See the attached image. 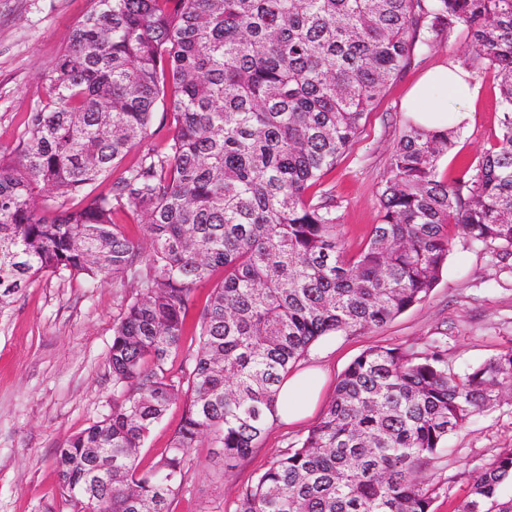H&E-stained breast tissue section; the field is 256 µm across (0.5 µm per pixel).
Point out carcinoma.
I'll list each match as a JSON object with an SVG mask.
<instances>
[{"label":"carcinoma","mask_w":512,"mask_h":512,"mask_svg":"<svg viewBox=\"0 0 512 512\" xmlns=\"http://www.w3.org/2000/svg\"><path fill=\"white\" fill-rule=\"evenodd\" d=\"M89 2L41 76L43 101L0 153V309L49 272L137 283L112 326V408L55 467L78 512H172L201 439L228 469L246 457L282 375L322 338L379 328L426 298L453 232L512 248V0ZM453 37L466 69L498 81L497 147L443 179L454 131L407 125L382 174L379 222L349 256L322 178L415 53ZM159 106L166 148L125 163ZM218 271L186 349L195 290ZM183 348L189 367L175 372ZM510 386L512 348L460 376L439 338L421 354L373 346L307 435L241 489L238 512H431L422 467ZM177 402L168 448L140 468ZM508 482L502 448L457 512H512ZM182 417L183 405L177 403L172 405L162 421L154 426L145 447L141 449L139 458L141 468H148L159 459L172 434L179 427Z\"/></svg>","instance_id":"obj_1"}]
</instances>
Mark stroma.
<instances>
[{"instance_id":"35a3bbf8","label":"stroma","mask_w":512,"mask_h":512,"mask_svg":"<svg viewBox=\"0 0 512 512\" xmlns=\"http://www.w3.org/2000/svg\"><path fill=\"white\" fill-rule=\"evenodd\" d=\"M87 7V0H0V151L15 145L39 101V76L65 47ZM462 60L455 40L420 54L391 81L360 139L324 176V189L339 203L336 231L347 253L358 252L379 221V182L409 119L407 93L426 70ZM474 80L470 118L439 165L446 179L491 149L499 135L496 81L488 72ZM120 308L119 291L111 283L93 286L81 278L46 274L0 311V512H74L59 492L55 455L110 410L108 354ZM433 336L446 337L448 365L460 375L512 348V250L456 237L425 300L373 331L317 342L300 364L325 372L319 398L324 405L366 349L421 351ZM182 417L177 403L154 426L141 450V467L159 459ZM317 421L313 415L294 426H269L258 448L230 469L217 461L209 443H201L173 512H237L241 488ZM503 448H512V400L475 415L451 434L445 456L423 471L424 482L437 490L433 512H455L468 492V475Z\"/></svg>"}]
</instances>
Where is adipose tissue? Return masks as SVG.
<instances>
[{
	"label": "adipose tissue",
	"mask_w": 512,
	"mask_h": 512,
	"mask_svg": "<svg viewBox=\"0 0 512 512\" xmlns=\"http://www.w3.org/2000/svg\"><path fill=\"white\" fill-rule=\"evenodd\" d=\"M476 94L468 71L450 64L429 70L412 88L408 107L416 124L434 131L445 130L449 123H463L466 110ZM321 383L316 371L292 370L285 374L278 390L274 421L293 424L315 410Z\"/></svg>",
	"instance_id": "obj_1"
}]
</instances>
